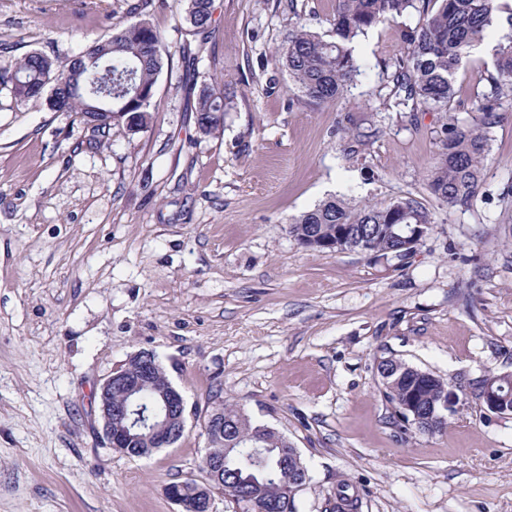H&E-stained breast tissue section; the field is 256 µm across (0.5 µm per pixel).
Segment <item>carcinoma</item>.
Segmentation results:
<instances>
[{"instance_id":"carcinoma-1","label":"carcinoma","mask_w":512,"mask_h":512,"mask_svg":"<svg viewBox=\"0 0 512 512\" xmlns=\"http://www.w3.org/2000/svg\"><path fill=\"white\" fill-rule=\"evenodd\" d=\"M211 7L212 0H188L185 16L194 33L206 39L216 36ZM413 10L419 14L418 22L407 35V48L395 60L391 75L394 106L411 112H448L464 59L492 31L502 30L493 48V69L479 76V115L469 121L447 116L436 143L427 191L439 205L450 208L476 195L489 151L488 134L504 105H512V4L507 0H336L330 38L299 22L289 31L278 57L301 97L316 105L334 102L357 75V38ZM164 54L163 37L149 23L115 27L70 59L62 71L49 57L25 56L13 74L26 77L30 84H15L13 90L23 101L44 97L55 112H76L96 131L110 130L112 120L118 118L137 133L148 127L157 106L155 86ZM195 112L202 133L217 131L224 122V91L213 86L204 89ZM402 216L405 223L420 224L426 231L433 224L430 210L413 197L357 208L330 197L294 219L290 233L305 248L322 252L320 242L339 240L338 232L343 230L345 249L359 250L364 240L368 251L381 258L400 251L390 225ZM377 372L386 379L384 396L389 403L414 392L417 409H441L447 382L413 371L401 373L392 358L380 361ZM160 400L156 387L141 388L138 404L145 410ZM218 412L224 418V443L210 447L209 463L201 465L203 480L183 481L179 490L183 502L193 512H208L216 490L230 496L241 512H249L248 503L254 500L270 506L271 512H296V496L287 493V486L297 464L280 452L288 438L222 401L212 406L205 426Z\"/></svg>"}]
</instances>
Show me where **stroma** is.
I'll list each match as a JSON object with an SVG mask.
<instances>
[{
    "label": "stroma",
    "instance_id": "obj_1",
    "mask_svg": "<svg viewBox=\"0 0 512 512\" xmlns=\"http://www.w3.org/2000/svg\"><path fill=\"white\" fill-rule=\"evenodd\" d=\"M186 8L0 0V512H180L166 488L198 474L220 400L298 448L297 512H334L340 490L357 512H512V416L466 395L443 430L405 434L376 374L386 357L451 384L512 373V110L477 194L448 209L426 191L443 113L378 96L416 15L361 37L356 77L314 106L276 53L296 22L329 35L336 0H213L207 41ZM142 20L166 43L142 132L116 120L100 136L3 79L29 53L64 65ZM493 45L456 75L461 117ZM212 84L224 124L205 135L194 106ZM342 195L415 197L433 224L401 261L301 246L290 219ZM140 350L181 392L186 427L131 457L107 448L97 392Z\"/></svg>",
    "mask_w": 512,
    "mask_h": 512
}]
</instances>
